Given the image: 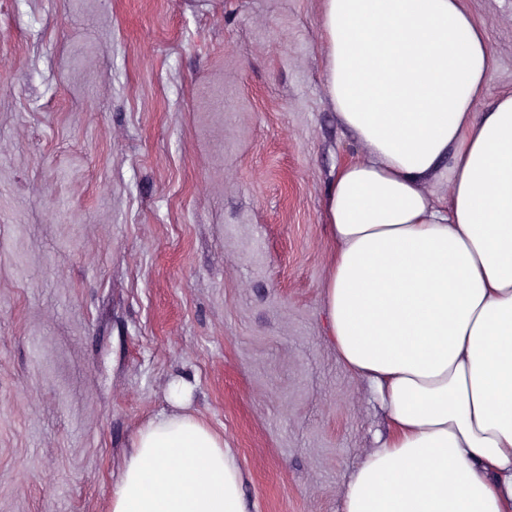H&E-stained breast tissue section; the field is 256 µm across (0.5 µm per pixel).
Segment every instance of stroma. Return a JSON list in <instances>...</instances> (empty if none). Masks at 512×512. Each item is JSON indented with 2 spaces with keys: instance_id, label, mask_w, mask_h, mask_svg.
<instances>
[{
  "instance_id": "obj_1",
  "label": "stroma",
  "mask_w": 512,
  "mask_h": 512,
  "mask_svg": "<svg viewBox=\"0 0 512 512\" xmlns=\"http://www.w3.org/2000/svg\"><path fill=\"white\" fill-rule=\"evenodd\" d=\"M512 91V0H464ZM322 0H0V512H112L191 388L247 512H343L391 427L328 336L323 206L364 148Z\"/></svg>"
}]
</instances>
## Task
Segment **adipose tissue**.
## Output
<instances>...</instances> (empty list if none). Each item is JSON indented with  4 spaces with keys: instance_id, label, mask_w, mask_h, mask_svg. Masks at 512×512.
<instances>
[{
    "instance_id": "1",
    "label": "adipose tissue",
    "mask_w": 512,
    "mask_h": 512,
    "mask_svg": "<svg viewBox=\"0 0 512 512\" xmlns=\"http://www.w3.org/2000/svg\"><path fill=\"white\" fill-rule=\"evenodd\" d=\"M322 28L327 95L367 149L324 205L325 318L392 426L344 512H512V93L476 111L495 60L462 0H323ZM440 168L444 206L420 186ZM188 394L137 434L112 512H245Z\"/></svg>"
}]
</instances>
